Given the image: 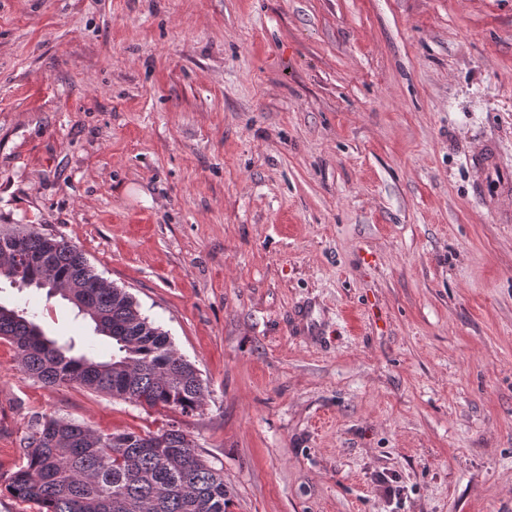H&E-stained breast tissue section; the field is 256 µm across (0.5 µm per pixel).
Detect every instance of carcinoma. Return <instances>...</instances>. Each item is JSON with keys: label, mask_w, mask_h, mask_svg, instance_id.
<instances>
[{"label": "carcinoma", "mask_w": 512, "mask_h": 512, "mask_svg": "<svg viewBox=\"0 0 512 512\" xmlns=\"http://www.w3.org/2000/svg\"><path fill=\"white\" fill-rule=\"evenodd\" d=\"M46 279L91 319L96 334L112 340V354L73 356L74 344L48 337L29 305L0 303V339L15 346L23 374L182 416L202 409L206 387L197 368L129 293L96 274L62 238L1 231L0 281L41 289ZM23 450V464L0 476V492L39 512H226L224 471L202 458L175 420L156 433L103 434L49 417L31 426Z\"/></svg>", "instance_id": "obj_1"}]
</instances>
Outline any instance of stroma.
<instances>
[{"instance_id": "stroma-1", "label": "stroma", "mask_w": 512, "mask_h": 512, "mask_svg": "<svg viewBox=\"0 0 512 512\" xmlns=\"http://www.w3.org/2000/svg\"><path fill=\"white\" fill-rule=\"evenodd\" d=\"M512 0H0V230L62 237L207 388L227 512H512ZM47 335L110 341L36 290ZM171 411L18 369L42 417ZM400 493L387 497L380 477Z\"/></svg>"}]
</instances>
